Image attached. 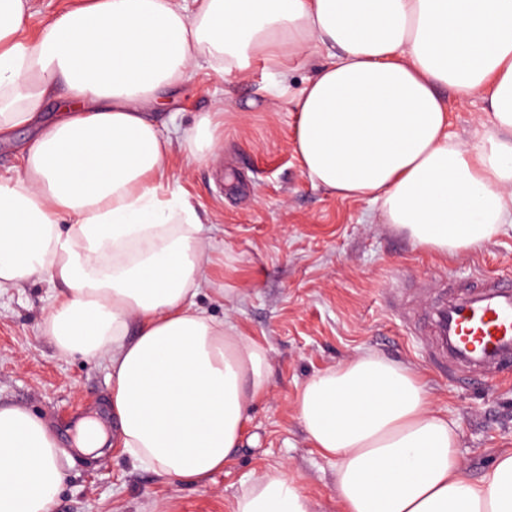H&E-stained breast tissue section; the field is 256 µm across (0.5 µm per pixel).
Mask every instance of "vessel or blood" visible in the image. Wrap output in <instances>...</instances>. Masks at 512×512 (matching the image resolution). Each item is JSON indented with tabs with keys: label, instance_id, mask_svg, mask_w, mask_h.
Listing matches in <instances>:
<instances>
[{
	"label": "vessel or blood",
	"instance_id": "obj_1",
	"mask_svg": "<svg viewBox=\"0 0 512 512\" xmlns=\"http://www.w3.org/2000/svg\"><path fill=\"white\" fill-rule=\"evenodd\" d=\"M392 307L462 387L488 384L512 368V280L480 275L463 286L395 291Z\"/></svg>",
	"mask_w": 512,
	"mask_h": 512
}]
</instances>
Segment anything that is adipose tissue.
Masks as SVG:
<instances>
[{
  "instance_id": "adipose-tissue-1",
  "label": "adipose tissue",
  "mask_w": 512,
  "mask_h": 512,
  "mask_svg": "<svg viewBox=\"0 0 512 512\" xmlns=\"http://www.w3.org/2000/svg\"><path fill=\"white\" fill-rule=\"evenodd\" d=\"M33 0H0V289L53 290L43 329L61 354L107 360L117 421L78 446L123 448L167 481L203 486L241 445L270 392L266 346L194 303L210 261L203 214L171 188L168 161L222 148L223 105L180 139L152 117L162 93L201 73L278 74L327 51L294 99L304 171L334 196L379 208L414 244L455 258L512 230V0H86L25 39ZM484 94L490 120L464 144L441 90ZM58 102L45 116L49 99ZM295 411L336 462L340 512H512V453L479 481L422 376L373 354L314 375ZM65 451L45 421L0 406V512H51ZM234 512H310L269 467ZM33 134L30 129H18L15 134V142L13 144L0 143V175H15L20 166L16 145L32 139Z\"/></svg>"
}]
</instances>
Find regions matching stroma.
Instances as JSON below:
<instances>
[{
    "mask_svg": "<svg viewBox=\"0 0 512 512\" xmlns=\"http://www.w3.org/2000/svg\"><path fill=\"white\" fill-rule=\"evenodd\" d=\"M275 81L255 62L243 74L190 81L156 114L161 132L172 136L224 104L219 157L191 163L178 155L170 170L208 217L211 262L195 302L265 344L269 395L256 403L240 448L208 485L160 481L116 448L90 465L61 459L68 479L52 512H234L243 486L270 465L298 477L311 512H339L335 463L310 448L294 402L315 374L364 353L426 379L436 407L458 427L466 477L480 479L512 451V379L477 390L456 386L387 298L402 280L512 277V231L444 261L383 223L369 201L341 200L314 185L293 148L296 113L265 93ZM442 96L451 135L473 143L488 120L482 97L461 102L447 89ZM49 304L40 282L0 291V404L40 416L68 448L77 419L106 412L109 368L104 360L58 352L41 329Z\"/></svg>",
    "mask_w": 512,
    "mask_h": 512,
    "instance_id": "1",
    "label": "stroma"
}]
</instances>
